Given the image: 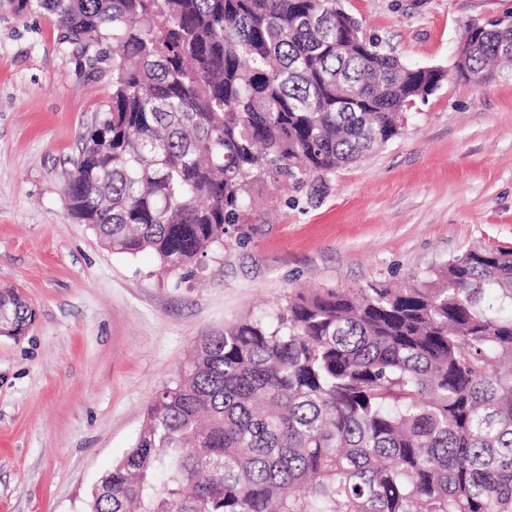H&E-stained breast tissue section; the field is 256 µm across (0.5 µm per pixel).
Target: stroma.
Returning <instances> with one entry per match:
<instances>
[{"label":"stroma","instance_id":"stroma-1","mask_svg":"<svg viewBox=\"0 0 512 512\" xmlns=\"http://www.w3.org/2000/svg\"><path fill=\"white\" fill-rule=\"evenodd\" d=\"M403 62L453 69L464 29L512 0H342ZM50 16L0 11V289L36 320L0 337V512H85L131 448L155 392L196 341L294 290L405 285L480 244H512V70L449 79L408 108L399 137L328 175L311 205L256 183L253 218L222 258L166 276L103 247L67 214L78 137L105 109L56 49Z\"/></svg>","mask_w":512,"mask_h":512}]
</instances>
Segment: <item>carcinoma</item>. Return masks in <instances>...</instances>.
Listing matches in <instances>:
<instances>
[{
	"mask_svg": "<svg viewBox=\"0 0 512 512\" xmlns=\"http://www.w3.org/2000/svg\"><path fill=\"white\" fill-rule=\"evenodd\" d=\"M47 14L112 96L64 188L68 215L167 275L224 253L253 187L325 177L388 145L448 80L337 0H0ZM460 78L512 63L468 27ZM17 291H0L14 316ZM89 512H512V247L403 288L296 293L201 339Z\"/></svg>",
	"mask_w": 512,
	"mask_h": 512,
	"instance_id": "cac0c4a2",
	"label": "carcinoma"
}]
</instances>
